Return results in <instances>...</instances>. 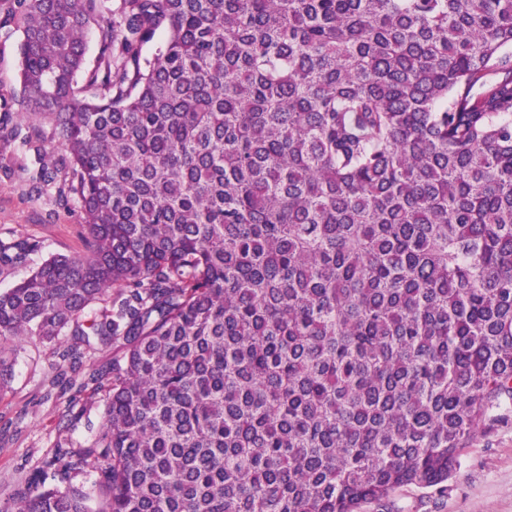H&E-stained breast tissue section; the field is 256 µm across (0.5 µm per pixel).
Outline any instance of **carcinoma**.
Here are the masks:
<instances>
[{
    "mask_svg": "<svg viewBox=\"0 0 512 512\" xmlns=\"http://www.w3.org/2000/svg\"><path fill=\"white\" fill-rule=\"evenodd\" d=\"M15 2L23 100L51 122L24 138L35 189L80 209L83 250L0 291V376L36 338L46 397L105 392L15 512L446 490L512 402V0ZM37 247L0 240V266Z\"/></svg>",
    "mask_w": 512,
    "mask_h": 512,
    "instance_id": "obj_1",
    "label": "carcinoma"
}]
</instances>
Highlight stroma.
Listing matches in <instances>:
<instances>
[{"label": "stroma", "mask_w": 512, "mask_h": 512, "mask_svg": "<svg viewBox=\"0 0 512 512\" xmlns=\"http://www.w3.org/2000/svg\"><path fill=\"white\" fill-rule=\"evenodd\" d=\"M13 0H0V96L12 99L14 109L0 114V122L22 132L49 134L47 121L25 111L20 94V34L4 19ZM34 167L20 140L0 131V238L30 237L40 248L25 264L0 267V289L23 278L44 259L82 250V216L72 204L59 203L54 194L32 192ZM53 346L32 339L22 343L12 372L0 385V512H14L15 493L27 475L57 441L87 435L103 421V394H82L86 410L71 421L65 405L43 400L44 382L53 362ZM400 512H512V405L504 421L487 426L464 452L448 481L447 492L404 489L393 493Z\"/></svg>", "instance_id": "1"}]
</instances>
